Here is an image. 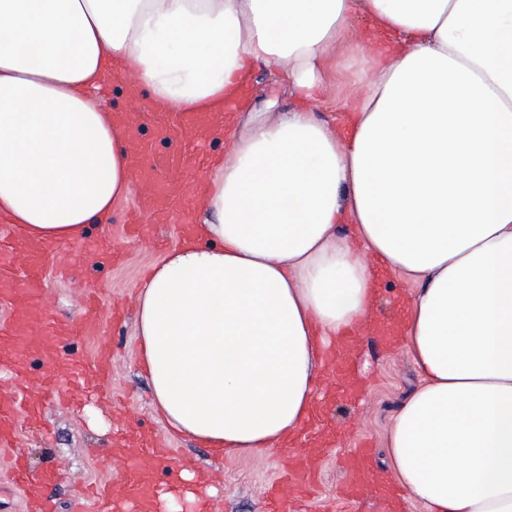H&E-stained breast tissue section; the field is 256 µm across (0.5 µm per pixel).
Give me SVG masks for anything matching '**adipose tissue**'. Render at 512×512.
Here are the masks:
<instances>
[{
  "mask_svg": "<svg viewBox=\"0 0 512 512\" xmlns=\"http://www.w3.org/2000/svg\"><path fill=\"white\" fill-rule=\"evenodd\" d=\"M357 16L370 51L352 73ZM257 66L299 104L235 115L201 223L140 284L156 410L217 453L276 448L380 264L417 284L391 481L422 512H512V0H0V214L31 242H80L127 202L99 94L113 73L220 135ZM366 71L338 133L309 103ZM213 494L160 488L147 507L206 512Z\"/></svg>",
  "mask_w": 512,
  "mask_h": 512,
  "instance_id": "ef3b65f1",
  "label": "adipose tissue"
}]
</instances>
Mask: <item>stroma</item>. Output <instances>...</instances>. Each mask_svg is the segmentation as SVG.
I'll return each mask as SVG.
<instances>
[{"instance_id": "stroma-1", "label": "stroma", "mask_w": 512, "mask_h": 512, "mask_svg": "<svg viewBox=\"0 0 512 512\" xmlns=\"http://www.w3.org/2000/svg\"><path fill=\"white\" fill-rule=\"evenodd\" d=\"M248 103L256 110L281 112L294 106L283 76L255 68L250 77ZM129 200L124 211L111 223L94 228L93 236L105 237L123 254L113 265L94 253L89 242L72 244L66 254H57L47 263L44 306L58 321H78L84 314L89 289H96L101 304L92 334L74 336L53 350L51 356L28 360L21 379L0 374V390L24 383L40 399V411L50 428L48 435L21 429L17 449L0 447V512H32L26 495L11 481L15 450H22L31 471L41 479L40 497L50 501L53 512H97L89 495L91 487H117L130 480L127 464L137 459L144 473L155 483L178 482L184 467L202 468L216 490L210 512H264L265 493L279 482L288 458L274 450L265 454L221 456L200 447L185 436L172 434L154 411L148 382L138 373L136 339V293L146 267L159 262L167 249L182 238L179 221L158 225L154 233L130 240L126 233ZM416 288L407 275L387 273L377 288L373 314L389 315L404 310V299ZM106 353L111 366L105 384L110 402H100L94 391L60 393L42 391L40 383L48 370L81 367ZM354 374L362 383L358 396H338L327 408L328 424L334 436L324 452L318 482L312 491L313 512H421L408 503L394 508L380 485L385 476L387 437L394 415L418 383L415 367L403 340L384 346L379 337L361 331L351 359ZM149 437L171 448V460L158 463L140 454L138 440ZM372 452L368 469L358 480L370 487L363 500L338 503L339 486L347 479L342 457L362 444Z\"/></svg>"}]
</instances>
